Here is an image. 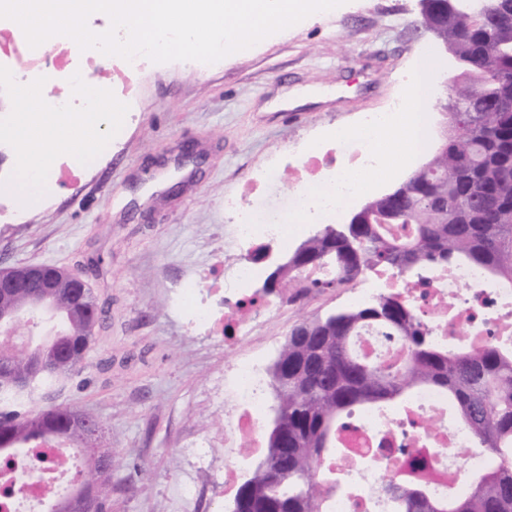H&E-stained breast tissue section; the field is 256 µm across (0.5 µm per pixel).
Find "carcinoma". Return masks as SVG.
<instances>
[{
	"mask_svg": "<svg viewBox=\"0 0 512 512\" xmlns=\"http://www.w3.org/2000/svg\"><path fill=\"white\" fill-rule=\"evenodd\" d=\"M421 24L456 55L464 79L456 101L442 104L448 136L418 170L391 193L370 198L346 224H324L304 242L303 252L279 275L277 287H297L298 266L325 259L335 277L313 281L325 291L354 285L368 274L390 271L411 281L435 266L462 262L512 279V0H495L497 28L471 12L481 0H420ZM464 103L472 121L452 116ZM34 292L0 294V308L20 307ZM75 351L42 380L48 388L73 376L91 350L95 310L66 313ZM374 325L400 336L407 355L385 367L352 349L357 330ZM0 365L27 372V358L0 353ZM280 412L271 421L266 452L238 487L233 512H325L332 484L320 477L323 461L338 447L344 421L357 409L383 405L419 384L448 393L473 442L492 458L469 489L446 501L429 497L422 481H393L387 491L395 512H512V350L489 341L478 348L449 349L435 343L428 327L398 292L325 316L303 318L288 333L272 367ZM24 395L0 388V424L13 431L15 449L46 439L88 445L80 430L63 428L73 406L54 404L19 413L7 406ZM94 488L95 512H103L110 477L92 465L77 489L53 487L59 504Z\"/></svg>",
	"mask_w": 512,
	"mask_h": 512,
	"instance_id": "carcinoma-1",
	"label": "carcinoma"
}]
</instances>
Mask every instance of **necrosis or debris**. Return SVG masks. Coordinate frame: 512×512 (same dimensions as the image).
<instances>
[{
	"label": "necrosis or debris",
	"instance_id": "obj_1",
	"mask_svg": "<svg viewBox=\"0 0 512 512\" xmlns=\"http://www.w3.org/2000/svg\"><path fill=\"white\" fill-rule=\"evenodd\" d=\"M2 65L8 67L10 77L0 83V93L17 94L52 71L81 86L82 92L50 97L51 108L90 115L97 109L99 95L131 96L150 61L143 56L128 61L96 49L83 51L65 36L33 48L23 30L13 28L11 20L0 19ZM105 68L117 79L103 85L96 76ZM402 106V99H395L388 111L367 113L351 132L337 129L323 141L297 143L293 153L304 178L281 207L272 209L260 200L262 188L276 178L272 171L253 180L250 197L227 201L233 215L228 233L237 239L241 254L230 275L185 281L186 303H194L201 294L223 300L222 312L199 309L193 327L222 329L225 344L234 346L246 340L260 313L270 314L278 304L299 300V293L284 288L273 301L253 290L261 250L272 243H286L311 225L336 220L343 205L359 195V179L373 180L387 170L389 158L377 142L393 132L392 120ZM391 290L407 296L437 343L475 348L493 339L512 347V280H497L484 270L459 263L434 268L425 283L408 287L394 274L381 272L370 287L355 289L354 296L364 299ZM268 377L267 368L246 353L224 369L226 463L220 487L225 496L234 495L246 478L249 452L262 448ZM340 443L341 453L323 466L324 475H337L343 482L328 497L326 512H392L393 502L384 486L415 460L425 468L430 493L441 498L466 492L470 478L491 463L485 452L474 449L462 424L449 422L448 396L432 386L414 389L400 411L375 407L354 412ZM74 472L75 456L62 440L48 441L33 454H16L12 468L0 466V512H47L46 488L71 480Z\"/></svg>",
	"mask_w": 512,
	"mask_h": 512
}]
</instances>
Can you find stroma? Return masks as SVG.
I'll return each instance as SVG.
<instances>
[{"instance_id":"35a3bbf8","label":"stroma","mask_w":512,"mask_h":512,"mask_svg":"<svg viewBox=\"0 0 512 512\" xmlns=\"http://www.w3.org/2000/svg\"><path fill=\"white\" fill-rule=\"evenodd\" d=\"M427 46L441 79L458 78L459 62L423 29L418 0H347L228 55L221 68L162 64L138 81L137 109L116 144L78 177L53 184L20 223H0V268L82 272L103 308L84 367L59 393L36 389L29 405L70 404L103 425L112 455L106 512H172L192 467L184 442L224 434V411L210 392L237 351L223 336L186 333L181 288L235 252L225 197L245 194L250 177L274 169L267 199L281 204L295 186L290 145L385 111ZM301 87L335 96L267 111ZM350 304L349 290L314 292L263 318L258 333L284 337L302 318Z\"/></svg>"}]
</instances>
